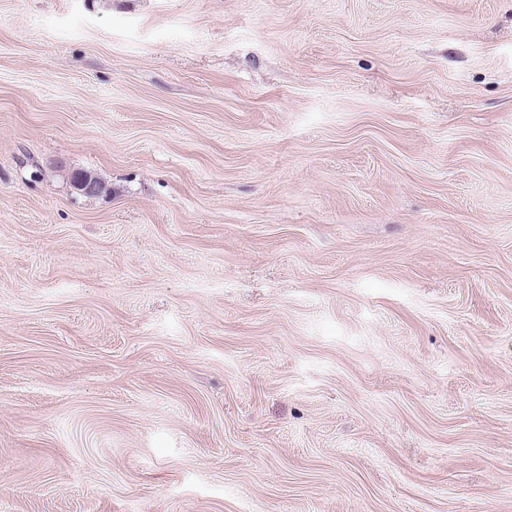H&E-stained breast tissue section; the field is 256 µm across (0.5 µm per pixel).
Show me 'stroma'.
Wrapping results in <instances>:
<instances>
[{
	"instance_id": "35a3bbf8",
	"label": "stroma",
	"mask_w": 512,
	"mask_h": 512,
	"mask_svg": "<svg viewBox=\"0 0 512 512\" xmlns=\"http://www.w3.org/2000/svg\"><path fill=\"white\" fill-rule=\"evenodd\" d=\"M0 512H512V0H0Z\"/></svg>"
}]
</instances>
